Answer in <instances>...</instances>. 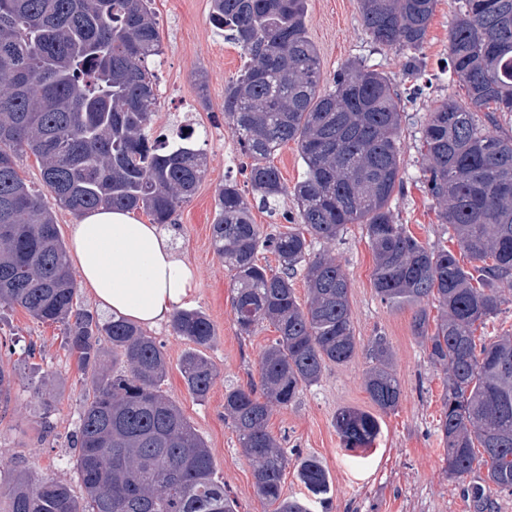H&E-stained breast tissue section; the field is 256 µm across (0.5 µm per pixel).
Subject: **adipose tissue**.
Returning a JSON list of instances; mask_svg holds the SVG:
<instances>
[{
    "instance_id": "1",
    "label": "adipose tissue",
    "mask_w": 512,
    "mask_h": 512,
    "mask_svg": "<svg viewBox=\"0 0 512 512\" xmlns=\"http://www.w3.org/2000/svg\"><path fill=\"white\" fill-rule=\"evenodd\" d=\"M70 255L100 308L146 328L167 321L194 292L193 268L159 225L98 209L71 227Z\"/></svg>"
}]
</instances>
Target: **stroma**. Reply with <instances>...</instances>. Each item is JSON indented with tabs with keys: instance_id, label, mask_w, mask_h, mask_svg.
Instances as JSON below:
<instances>
[{
	"instance_id": "1",
	"label": "stroma",
	"mask_w": 512,
	"mask_h": 512,
	"mask_svg": "<svg viewBox=\"0 0 512 512\" xmlns=\"http://www.w3.org/2000/svg\"><path fill=\"white\" fill-rule=\"evenodd\" d=\"M152 8L163 54L157 67L151 136L164 139L176 131L183 116H190L195 144L207 156L201 182L177 210L170 229L179 253L197 272L198 286L185 306L202 311L212 322L215 339L203 354L219 372L207 398L196 400L181 373L183 358L193 345L167 322L150 331L166 356L162 389L206 444L215 477L235 498L238 512H273L259 498L251 462L224 417V393L259 386V358L277 332L264 323L252 334L240 333L233 273L212 243L216 188L227 180H245L248 160L224 120V86L245 57L210 24V0H153ZM455 9V0H438L412 68L407 51L379 46L365 33L360 0H307L306 18L325 79H332L345 62L358 59L398 87L404 190L394 194L390 209L395 222L420 242L451 250L457 247L453 233L439 221L435 204L420 183L419 129L435 101L460 93L446 66ZM313 251L335 256L347 276L353 331L360 346L349 363L328 365L318 383L303 388L287 408L273 411L268 428L290 460L283 476L285 494L305 495L294 461L312 456L330 477L326 512H476L463 487L480 482L484 472L476 469L454 481L444 471L438 427L446 378L429 362L425 344L412 331L414 308L387 306L377 295L365 225H346L336 240L314 243ZM378 336L389 345L402 388L398 408L389 413L375 412L364 386L374 363L370 343ZM32 342L38 351L29 357L23 349ZM0 367L15 374L7 407L0 412V466L27 469L80 492L72 437L92 383L67 351L62 325L40 322L18 306L0 308ZM344 407L376 413L381 429L370 448H344L334 422L337 410Z\"/></svg>"
}]
</instances>
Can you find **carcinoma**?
I'll use <instances>...</instances> for the list:
<instances>
[{"label": "carcinoma", "instance_id": "carcinoma-1", "mask_svg": "<svg viewBox=\"0 0 512 512\" xmlns=\"http://www.w3.org/2000/svg\"><path fill=\"white\" fill-rule=\"evenodd\" d=\"M436 2L360 0L363 27L381 46L415 52ZM458 3L448 69L465 97L443 98L428 113L421 182L469 267L394 222L390 201L404 183L401 94L391 80L348 61L324 87L306 0H211V23L247 58L224 87V119L251 159L252 194L265 206L289 194L297 206V226L264 236L238 184L226 181L215 191L212 224L215 251L234 271L240 330L268 321L278 332L260 356L262 394L251 386L224 393V415L274 512H311V500L283 493L288 457L268 431L272 412L357 349L342 267L328 254L311 257L313 243L336 239L348 224L366 225L377 295L391 307L416 308L413 331L446 376L440 432L448 478L478 467L485 478L468 490L472 499L512 492V337L475 336L501 311L498 284L512 281V135L488 129L512 114V0ZM162 53L151 0H0V306L63 324L67 350L93 373L73 439L83 496L18 470L0 482V512H236L205 443L161 389V344L134 323L77 307L51 208L18 171L20 156L33 154L55 204L77 216L105 207L172 223L202 180L206 157L189 131L169 143L151 137ZM288 142L306 166L291 190L269 162ZM262 248L277 256L279 272L257 263ZM299 271L304 304L292 283ZM430 302L442 311L432 332ZM173 329L195 345L182 376L202 400L217 377L200 353L213 325L198 310H181ZM372 351L377 365L365 389L387 413L401 387L384 337L374 338ZM335 425L350 449L369 447L379 433L376 417L351 408L336 413ZM296 468L308 492L327 494L318 460L300 458Z\"/></svg>", "mask_w": 512, "mask_h": 512}]
</instances>
